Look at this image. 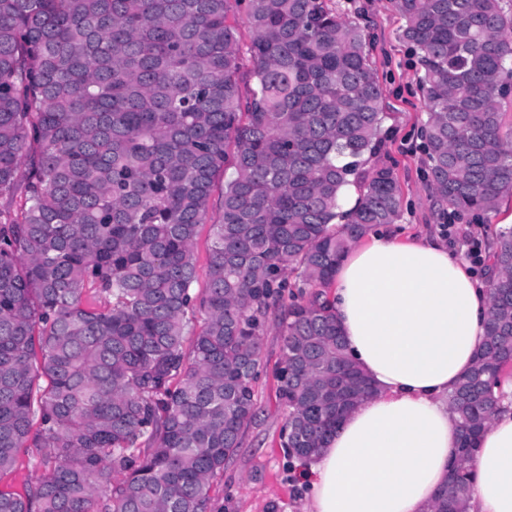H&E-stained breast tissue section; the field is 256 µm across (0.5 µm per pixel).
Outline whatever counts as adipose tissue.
Segmentation results:
<instances>
[{"mask_svg": "<svg viewBox=\"0 0 512 512\" xmlns=\"http://www.w3.org/2000/svg\"><path fill=\"white\" fill-rule=\"evenodd\" d=\"M330 300L375 393L306 461L308 512H430L459 446L448 394L482 346L487 286L440 237L386 228L349 250ZM470 469L468 512H512V405L493 415Z\"/></svg>", "mask_w": 512, "mask_h": 512, "instance_id": "obj_1", "label": "adipose tissue"}]
</instances>
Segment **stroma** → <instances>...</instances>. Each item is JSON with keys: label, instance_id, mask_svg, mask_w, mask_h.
<instances>
[{"label": "stroma", "instance_id": "35a3bbf8", "mask_svg": "<svg viewBox=\"0 0 512 512\" xmlns=\"http://www.w3.org/2000/svg\"><path fill=\"white\" fill-rule=\"evenodd\" d=\"M346 19L365 27L372 37L370 55L384 89L392 133L376 162L388 165L403 191V217L398 226L405 236L424 231L441 232L445 212L435 201L427 180L420 130L426 118L425 99L419 89L420 66L409 46L397 35L402 24L392 0H328ZM223 211L221 189L209 202V221L201 225L193 245L197 287H205L213 242L212 226ZM264 370L258 381L257 417L246 431L224 472L211 482L213 512H305L307 500L297 476L296 459L281 446L280 431L286 412L277 390V369L283 357V338L268 327L262 339Z\"/></svg>", "mask_w": 512, "mask_h": 512}]
</instances>
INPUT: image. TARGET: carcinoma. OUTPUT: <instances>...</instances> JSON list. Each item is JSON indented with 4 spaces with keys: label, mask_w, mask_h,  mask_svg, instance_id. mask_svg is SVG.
I'll return each instance as SVG.
<instances>
[{
    "label": "carcinoma",
    "mask_w": 512,
    "mask_h": 512,
    "mask_svg": "<svg viewBox=\"0 0 512 512\" xmlns=\"http://www.w3.org/2000/svg\"><path fill=\"white\" fill-rule=\"evenodd\" d=\"M423 69L429 187L456 213L512 192V0H394ZM245 5L251 84L236 9ZM364 30L325 0H0V512H209L256 417L273 314L282 447L324 448L372 394L326 288L402 191ZM207 288L193 241L219 174ZM354 188L347 208L343 189ZM484 342L448 395L461 430L434 512H466L476 439L512 368V228L490 245ZM203 314L189 332L187 314ZM35 460L31 455H21L20 465L13 471L0 475V490L22 494L30 483L39 476Z\"/></svg>",
    "instance_id": "carcinoma-1"
}]
</instances>
